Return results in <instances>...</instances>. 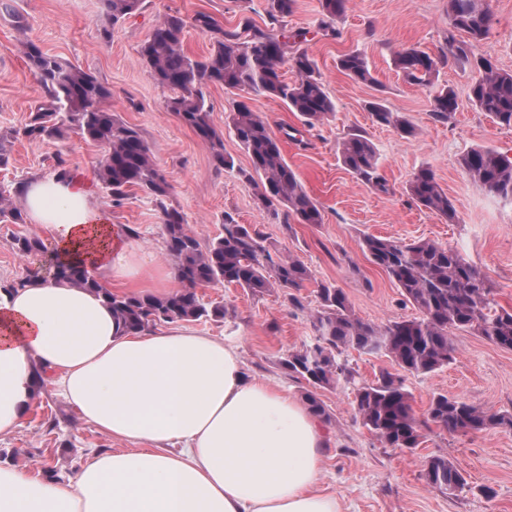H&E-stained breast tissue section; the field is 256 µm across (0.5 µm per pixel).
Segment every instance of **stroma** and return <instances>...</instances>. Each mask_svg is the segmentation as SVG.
<instances>
[{"label": "stroma", "mask_w": 512, "mask_h": 512, "mask_svg": "<svg viewBox=\"0 0 512 512\" xmlns=\"http://www.w3.org/2000/svg\"><path fill=\"white\" fill-rule=\"evenodd\" d=\"M0 8V136L11 143L9 164L0 168V190L15 194L19 184L53 174L56 158L68 161L73 173L87 180L112 223L137 228L138 244L167 263L159 213L150 197L129 191L122 206H112L95 172L105 150L74 133L32 142L19 131L29 119L43 89L22 53L26 42L62 61L94 73L112 89L109 106L129 125L141 130L152 146L158 166L172 186L169 204L183 211L188 229L200 243L222 233L224 214L256 227L267 245L301 260L312 278L300 294L303 308L288 305L282 292L252 295L223 284L199 288L204 302L228 306L227 320L192 322L199 334L224 341L240 354L247 377L271 381L303 398L308 386L280 362L283 353L311 343L315 333L310 310L319 283L344 288L355 315L373 323L407 320L418 311L395 283L363 255V235L403 241L432 240L459 249L483 269L494 286L495 301L512 307V202L475 186L460 166L468 150L483 146L512 158V127H503L468 101L478 72L467 62L440 70L433 85L407 83L394 65L396 51L416 46L435 54L448 37V0H348L336 22L339 39L321 37L319 0H296L289 30L307 31L305 49L336 101L329 122L305 133L302 141L287 138L300 127L296 114L279 100L254 96L250 107L261 113L280 137L282 154L297 173L305 191L321 207L320 224H287L258 204L242 180L250 169L248 155L227 127L235 98L223 86L203 91L212 108L215 128L224 135V151L235 167L217 170L207 147L179 118L168 112L170 92L159 86L143 65L139 49L161 17L169 12L192 16L210 13L224 27L240 16L255 22L265 18L266 0H145L144 9L121 25H113L102 0H7ZM488 37L473 47L475 56L512 71V0H490ZM111 38H104V30ZM363 54L375 78L364 84L337 67L341 55ZM452 87L459 108L449 122L434 121L430 102L437 88ZM386 99L406 113L417 128L415 137L401 138L393 129L373 125L365 105ZM366 131L380 155L392 194L371 190L346 171L336 155V143L349 133ZM431 168L439 185L454 201L459 216L451 224L439 214L414 203L405 186L419 168ZM35 237L45 247L34 259L18 253L16 240ZM48 236L38 225L0 221V286L26 277L31 264L50 259ZM456 349L448 366L428 376L408 377L415 415L424 423L419 448L399 452L387 447L363 426L351 404L349 389H321L325 409L320 422L328 435L321 486L342 500L345 512H512V430L451 433L429 422L427 409L434 394L443 393L512 414V351L468 331L453 338ZM122 444L80 419L53 383L35 395L23 428L0 436V465L42 473L51 468L53 480L74 478L89 455ZM443 455L463 473L467 486L449 496L428 486L423 478L429 457Z\"/></svg>", "instance_id": "obj_1"}]
</instances>
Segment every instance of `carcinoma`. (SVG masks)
Wrapping results in <instances>:
<instances>
[{"label":"carcinoma","mask_w":512,"mask_h":512,"mask_svg":"<svg viewBox=\"0 0 512 512\" xmlns=\"http://www.w3.org/2000/svg\"><path fill=\"white\" fill-rule=\"evenodd\" d=\"M103 2L116 26L140 12L144 0ZM347 3L321 0L319 31L324 38L340 37L336 20L346 11ZM294 5L295 0H266L262 27L247 15L241 16L236 26L225 28L205 11L196 12L189 20L177 12L168 13L140 47L144 66L160 86L171 91L167 110L196 133L220 168L232 169L235 162L224 154L223 135L212 123L204 85L218 84L248 96L277 98L309 129L324 125L336 110L314 59L300 48L306 32L288 33L287 18ZM448 18L446 50L436 56L416 46L396 52L394 63L406 82L429 85L441 68L469 58L470 48L490 32L489 0H448ZM190 27L210 40V52L202 59L184 49ZM460 31L468 34L469 42L457 41L456 33ZM23 53L45 95L30 112L22 136L35 141L70 131L102 145L105 155L97 171L102 189L114 206L122 204L132 187L153 198L161 215L166 254L183 287L160 296L118 294L103 287L82 266L58 260L53 263L52 278L102 294L133 334L161 322L224 319L231 315L230 309L222 305L207 306L196 292L198 287L217 283L253 295L279 290L289 305L304 308L299 291L311 279L309 268L271 249L252 225L240 224L226 214L224 233L204 246L200 244L187 229L186 215L167 204L171 185L155 162L151 145L137 128L107 107L112 98L108 85L44 52L34 42L25 43ZM285 65L293 74L289 81L282 73ZM473 65L478 77L470 86V104L497 124L512 127V71L500 70L482 57L474 59ZM338 66L357 82L376 83L366 58L358 52L343 54ZM366 108L376 125L391 128L402 138L416 135L412 121L389 108L383 99L368 102ZM458 108L455 91L445 86L434 94L430 112L435 121L446 123ZM227 126L251 160V169H241L239 174L254 190L258 203L276 218L284 215L286 224L291 218L299 224L323 223L320 206L306 194L296 172L285 161L266 119L238 100L228 115ZM337 151L341 164L355 178L381 193L390 191L368 138L352 133L337 143ZM460 165L477 187L512 200V159L490 148H474L461 157ZM406 192L448 223L458 222L453 200L430 168L415 172ZM361 247L420 316L383 324L367 322L355 315L344 289L320 283L317 306L311 314L315 342L288 351L281 364L315 389L340 384L350 387L362 424L385 446L411 451L420 446L423 434L405 385L407 377L434 373L453 361L452 337L458 331L474 332L502 349L512 350V308L497 305L487 274L456 248L430 240L407 243L370 234L363 236ZM17 249L28 257L40 253L43 245L37 238L22 237L17 239ZM349 349L385 355L392 369L381 370L371 382L359 381L356 371L341 359ZM428 416L450 433L512 430V414L492 412L442 393L430 400ZM423 476L427 485L450 495L467 485L464 475L445 456L430 457Z\"/></svg>","instance_id":"obj_1"}]
</instances>
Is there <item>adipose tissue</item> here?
Wrapping results in <instances>:
<instances>
[{"instance_id": "1", "label": "adipose tissue", "mask_w": 512, "mask_h": 512, "mask_svg": "<svg viewBox=\"0 0 512 512\" xmlns=\"http://www.w3.org/2000/svg\"><path fill=\"white\" fill-rule=\"evenodd\" d=\"M28 223L99 283L177 287L110 224L86 182L26 181ZM125 450L94 453L73 480L0 467V512H343L319 490L327 434L279 386L249 379L236 349L188 327L129 333L102 295L38 275L0 290V435L22 427L41 376Z\"/></svg>"}]
</instances>
